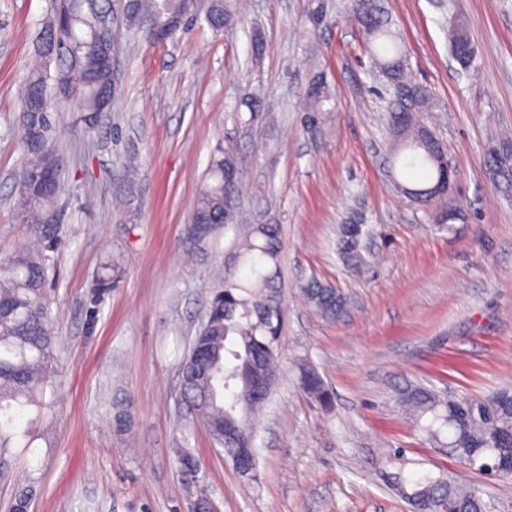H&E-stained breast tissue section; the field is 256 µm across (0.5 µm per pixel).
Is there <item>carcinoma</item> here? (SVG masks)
<instances>
[{"mask_svg": "<svg viewBox=\"0 0 512 512\" xmlns=\"http://www.w3.org/2000/svg\"><path fill=\"white\" fill-rule=\"evenodd\" d=\"M56 11L69 23L66 44L58 39L57 17L45 22L38 33L37 56L70 71L71 82L62 96L75 105V114L91 130L98 112L112 103L113 74L107 62L112 35L125 30L163 42L183 30L187 23L185 0H60ZM350 16L363 28L368 43L381 40L391 46L376 58L390 98L387 120L396 151L408 152L405 166L427 172L424 188L439 176L432 157V142L422 136V126L410 121L409 113L422 111L429 93L407 70L400 46L389 22L378 12L374 0H350ZM237 21L236 0H212L207 23L220 32ZM466 30L454 31L453 59L463 69L472 67L474 48ZM51 76L42 65L29 72L21 91L18 126L24 147V163L18 172V219L39 230L56 224L57 199L62 192L61 162L55 150L50 119L55 99ZM308 122H317L326 101L324 86L308 95ZM496 152L486 156L492 178L512 186V142L493 139ZM243 165L231 149L218 147L207 175L194 199L192 220L204 225L206 236L218 227L234 232L232 245L236 265L215 291L205 313L210 336L206 364L186 357L182 372L188 380L184 398L209 435L224 434V453L232 461L247 448H254L256 409L270 396L272 385L261 400L252 398L253 386L275 369L281 347L285 308L280 285V244L276 224H242L239 201ZM361 224L338 226L337 245L341 261L352 267L365 263ZM46 267L42 240L0 263V470L8 468L18 425L30 407H40L47 386L48 364L54 344L44 303ZM303 294L316 314L340 316L346 298L337 289L317 279L310 280ZM300 382L307 393L325 407L331 397L320 375L310 366L300 368ZM398 403L415 424L431 416L424 427L428 438L443 448H461L465 456L481 460L488 456L512 459V388H503L479 398L445 395L420 384L398 392ZM186 482L197 481L199 469L189 454L177 459ZM406 499L416 512H485L479 489L464 487L452 478L421 475L411 480Z\"/></svg>", "mask_w": 512, "mask_h": 512, "instance_id": "1", "label": "carcinoma"}]
</instances>
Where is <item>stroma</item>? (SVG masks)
<instances>
[{
	"instance_id": "35a3bbf8",
	"label": "stroma",
	"mask_w": 512,
	"mask_h": 512,
	"mask_svg": "<svg viewBox=\"0 0 512 512\" xmlns=\"http://www.w3.org/2000/svg\"><path fill=\"white\" fill-rule=\"evenodd\" d=\"M347 3L245 0L218 34L199 17L160 44L121 38L112 108L94 131L56 102L64 187L46 260L47 407L0 476V512L20 501L25 512H192L201 498L216 512H409L398 479L442 472L478 487L486 512H512V479L459 463L396 400L410 383L471 397L512 385V189L494 187L484 161L489 138H512V0H377L433 98L419 119L454 169L451 197L428 205L405 192L423 171L392 166L388 92ZM54 8L0 0V260L34 234L17 214V117ZM459 23L475 46L467 70L450 53ZM318 75L329 99L310 128ZM220 144L250 185L244 221L280 227L285 324L250 481L180 399L182 362L233 262L232 233L204 239L191 222ZM451 208L460 217L442 226ZM343 222L370 229L363 269L336 254ZM108 260L122 277L100 297ZM313 278L346 297L345 314L310 310L302 288ZM303 364L333 393L331 410L300 387ZM183 452L200 468L191 485L176 466Z\"/></svg>"
}]
</instances>
